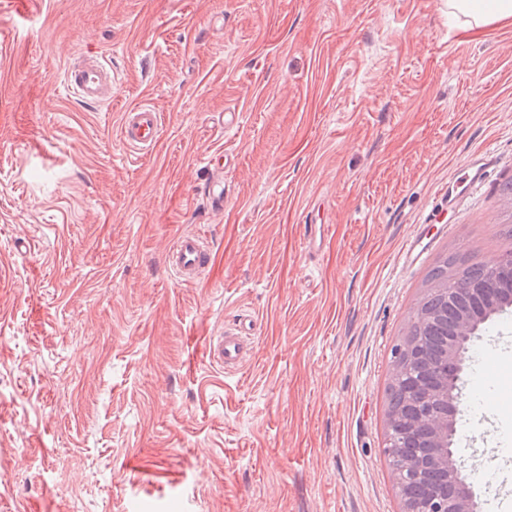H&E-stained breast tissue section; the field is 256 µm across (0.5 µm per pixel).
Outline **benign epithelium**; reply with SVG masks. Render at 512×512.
<instances>
[{
	"mask_svg": "<svg viewBox=\"0 0 512 512\" xmlns=\"http://www.w3.org/2000/svg\"><path fill=\"white\" fill-rule=\"evenodd\" d=\"M484 267L497 271L512 270V249L509 248L484 263ZM457 293L478 299L481 309L474 313L468 309L459 312L453 340L448 343V362L451 373L433 388L419 391L420 402L431 404L444 401L446 407L424 410L422 414L402 421L406 432L426 441L428 451L423 459L411 461L414 469L430 468L451 482L456 493L444 497L438 492L431 493L425 503L402 501L403 512H479V503L471 490L470 477L465 475L461 449L456 447V438L460 430L457 418L459 407L463 403V394L459 387L460 373L469 359V349L478 331L494 315L512 308V293H504L499 288H484L469 280L457 283Z\"/></svg>",
	"mask_w": 512,
	"mask_h": 512,
	"instance_id": "7a95c632",
	"label": "benign epithelium"
}]
</instances>
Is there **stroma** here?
Wrapping results in <instances>:
<instances>
[{
  "mask_svg": "<svg viewBox=\"0 0 512 512\" xmlns=\"http://www.w3.org/2000/svg\"><path fill=\"white\" fill-rule=\"evenodd\" d=\"M83 55L111 101L66 90ZM510 179L512 23L449 24L448 0H0V512H402L391 350L439 259L512 245ZM195 231L213 264L185 284L167 253ZM241 319L222 370L205 346ZM461 386L466 467L499 474L472 490L512 507V310ZM119 81L115 70H108L98 58L88 56L87 59L71 61L64 73V82L79 99L99 104L112 99V88ZM161 130V117L150 106H139L124 113L122 133L126 144L132 149L154 146ZM242 328L222 327L220 332L209 339L207 352L209 359L226 369L238 367L246 358L248 347Z\"/></svg>",
  "mask_w": 512,
  "mask_h": 512,
  "instance_id": "stroma-1",
  "label": "stroma"
}]
</instances>
